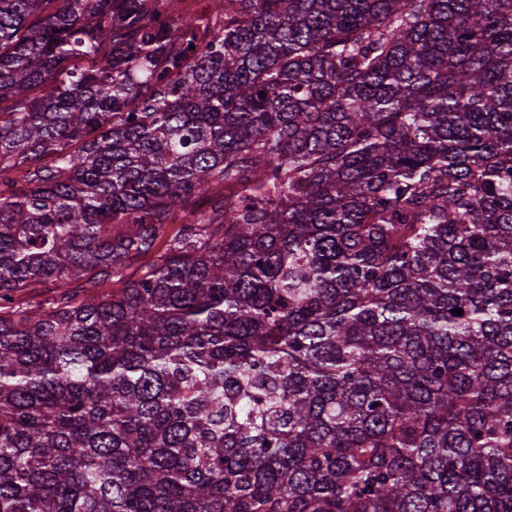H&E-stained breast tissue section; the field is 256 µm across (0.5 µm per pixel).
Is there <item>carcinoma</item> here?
Masks as SVG:
<instances>
[{"label": "carcinoma", "mask_w": 512, "mask_h": 512, "mask_svg": "<svg viewBox=\"0 0 512 512\" xmlns=\"http://www.w3.org/2000/svg\"><path fill=\"white\" fill-rule=\"evenodd\" d=\"M52 2L0 0V512H512V0ZM155 259V254L150 253L146 256H141L128 261L127 266L122 273L119 276L112 278V284L106 291H113L116 293L120 288H124L128 282L138 279L142 275L143 271L146 270V266L153 263Z\"/></svg>", "instance_id": "carcinoma-1"}]
</instances>
